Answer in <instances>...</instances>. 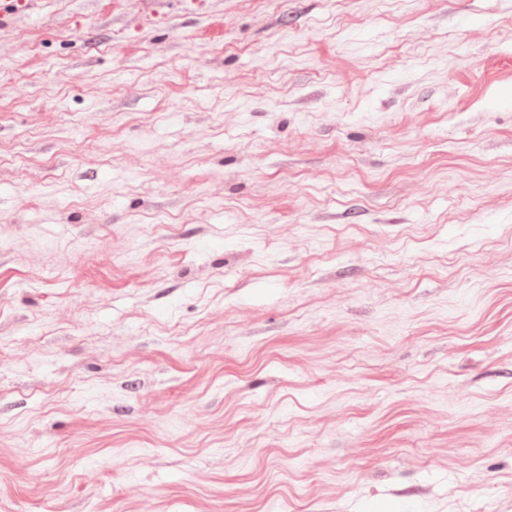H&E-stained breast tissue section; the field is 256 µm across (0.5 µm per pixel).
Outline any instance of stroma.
Listing matches in <instances>:
<instances>
[{"label":"stroma","instance_id":"1","mask_svg":"<svg viewBox=\"0 0 512 512\" xmlns=\"http://www.w3.org/2000/svg\"><path fill=\"white\" fill-rule=\"evenodd\" d=\"M0 512H512V0L0 24Z\"/></svg>","mask_w":512,"mask_h":512}]
</instances>
